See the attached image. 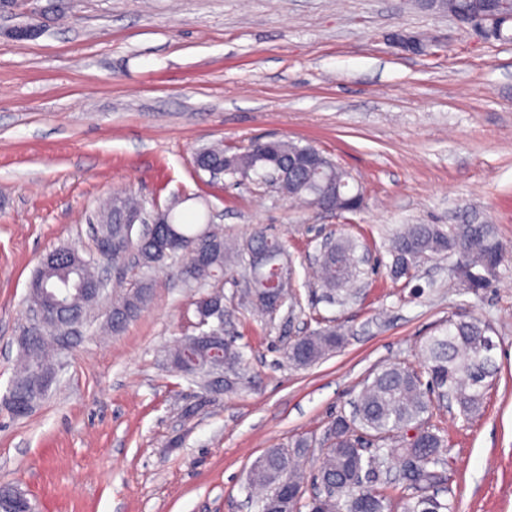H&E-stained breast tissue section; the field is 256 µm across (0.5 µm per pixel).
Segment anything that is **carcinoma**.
<instances>
[{
	"instance_id": "carcinoma-1",
	"label": "carcinoma",
	"mask_w": 512,
	"mask_h": 512,
	"mask_svg": "<svg viewBox=\"0 0 512 512\" xmlns=\"http://www.w3.org/2000/svg\"><path fill=\"white\" fill-rule=\"evenodd\" d=\"M487 0H414L421 9L451 16L473 18L485 14ZM495 23L499 40L512 42V2L502 0ZM313 152L320 163L288 171V182L277 184L279 191L289 199L326 207L339 213L354 212L360 206L359 193L350 188L349 173L310 145L285 140L254 142L245 151L231 153L221 146L200 149L195 156L196 167L205 171L221 169L235 178L258 174L266 177L278 165H290L299 156ZM139 209L133 197L116 194L101 211L99 236H116L126 232L129 212ZM162 235L175 232L188 242H194L202 233L210 250L205 264L195 262L194 255L186 256L184 276L187 282L200 283L224 276L228 262L237 259L251 265V258L264 253L263 261L252 271V295L277 293L281 304L292 295L282 287L286 271L280 267L284 256L282 243L271 238L266 230L258 228L242 246L224 240L211 224H184L172 209L165 214V223L156 225ZM392 256L391 276L398 280L406 276V267L431 258L457 257L455 264L459 279L472 288H483L497 276L504 248L489 224H402L389 239ZM130 246L139 256V265L152 270L164 265L157 254L156 241L137 237ZM358 244L349 237L335 239L334 250L319 260V284L332 299L345 302L354 295L353 285L360 274V260L356 255ZM59 260L42 262L33 278L42 282L37 298L52 303L58 287H72L71 301L76 311L84 315L94 303L92 296L95 276L92 264L78 252L60 248ZM152 283L142 282L137 291L124 293L112 304L108 323L112 332L122 331L150 302ZM490 328L477 318L448 320L439 334L429 337L421 348V366L415 369L400 364H388L364 383L354 402L350 417H340L331 430L337 433L336 444L327 449L321 461L322 475L336 482V498L328 501L321 496L302 503L308 512H391L394 491L408 490L399 497L402 512H453V504L441 501L430 489L444 480L445 448L448 441L435 425H424L425 417L432 416L433 398L447 397L454 402L462 416L470 418L482 409L488 382L495 371L492 351L485 339ZM345 343V333L338 326H327L292 340L286 348L288 361L297 367L311 366ZM25 357L23 371L13 382L17 394L35 393L42 398L46 391L45 375L51 371L47 352L52 345L34 336L21 342ZM223 351L224 368L229 371L243 363L241 347L222 342L205 346L198 336H188L170 354V361L189 367L188 375L204 380L211 387L206 369L217 351ZM382 438V445L369 455L354 445L356 434ZM299 452L284 448H270L252 465L249 488L261 490L257 499L258 512L273 509L271 497L277 486L288 482L301 491L304 478ZM404 464L398 483L379 482V475L387 469Z\"/></svg>"
}]
</instances>
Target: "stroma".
Wrapping results in <instances>:
<instances>
[{"label": "stroma", "mask_w": 512, "mask_h": 512, "mask_svg": "<svg viewBox=\"0 0 512 512\" xmlns=\"http://www.w3.org/2000/svg\"><path fill=\"white\" fill-rule=\"evenodd\" d=\"M39 35L18 41L47 0L0 14V398L20 370L27 294L42 258L95 255L99 202L130 191L147 214L178 202L182 222L249 240L279 238L297 301L258 313L248 270L184 283L176 265L117 275L148 279L149 304L120 333L99 296L33 412L0 407V485L38 512H255L253 462L306 441L315 474L327 432L350 415L382 365H419L447 319L477 317L497 344L479 415L435 403L448 439L442 499L455 512H512V43L483 40L409 0H66ZM422 34L430 54L395 48ZM270 137L312 145L352 175L353 213L293 207L262 185L213 178L198 148L243 151ZM492 225L505 247L496 279L463 288L451 261L427 259L392 280L388 236L401 224ZM369 253L361 295L325 301L314 278L324 236ZM224 292V331L242 346L234 386L208 394L166 362L196 331L194 303ZM335 323L347 339L318 363L284 356L295 337Z\"/></svg>", "instance_id": "obj_1"}]
</instances>
